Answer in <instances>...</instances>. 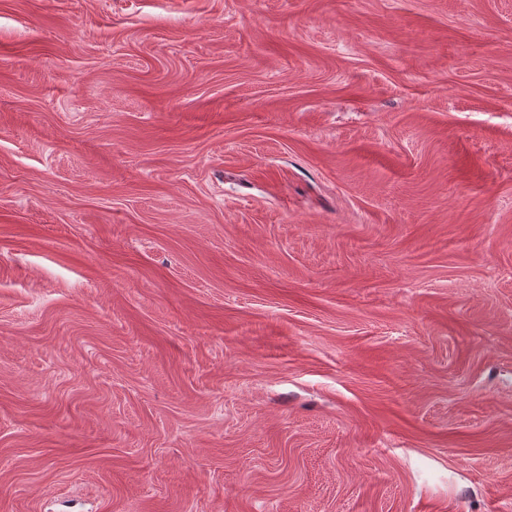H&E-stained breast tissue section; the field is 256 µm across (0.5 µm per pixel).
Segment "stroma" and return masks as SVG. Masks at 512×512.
Returning a JSON list of instances; mask_svg holds the SVG:
<instances>
[{
	"instance_id": "35a3bbf8",
	"label": "stroma",
	"mask_w": 512,
	"mask_h": 512,
	"mask_svg": "<svg viewBox=\"0 0 512 512\" xmlns=\"http://www.w3.org/2000/svg\"><path fill=\"white\" fill-rule=\"evenodd\" d=\"M0 512H512V0H0Z\"/></svg>"
}]
</instances>
